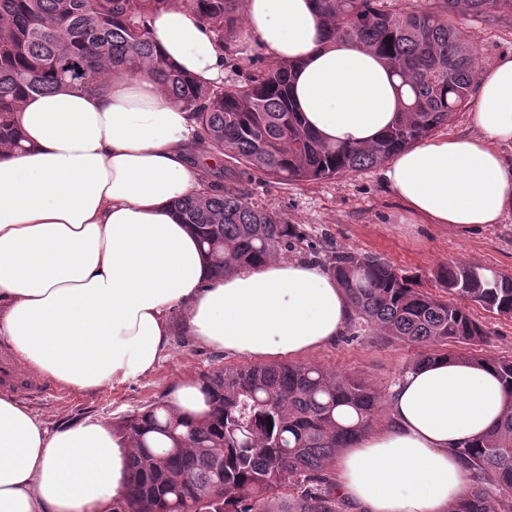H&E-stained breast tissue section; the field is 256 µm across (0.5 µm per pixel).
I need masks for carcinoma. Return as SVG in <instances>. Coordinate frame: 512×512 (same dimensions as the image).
<instances>
[{"mask_svg":"<svg viewBox=\"0 0 512 512\" xmlns=\"http://www.w3.org/2000/svg\"><path fill=\"white\" fill-rule=\"evenodd\" d=\"M330 37L369 48L406 89L398 122L367 145L322 141L293 109L294 64L271 61L248 83L201 86L157 50L147 21L172 0H0V148L19 147L13 114L22 98L63 83L96 87L114 68L146 69L184 104L217 167L211 189L176 204L218 273L273 259L295 235L273 212L224 190V157L284 182L315 181L377 166L448 125L466 107L483 59L455 16L512 13V0H439L434 9H387L381 0H316ZM223 44L242 29V0H180ZM329 272L354 324L448 355L488 362L508 394L500 421L458 450L470 486L450 512H512V358L478 354L489 336L468 305L512 318V276L470 264L437 272L436 296L387 260L338 251ZM211 412L181 423L157 403L121 429L135 440L125 512H345L336 458L387 412L370 384L309 363L217 368L201 377Z\"/></svg>","mask_w":512,"mask_h":512,"instance_id":"carcinoma-1","label":"carcinoma"}]
</instances>
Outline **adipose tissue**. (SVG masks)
<instances>
[{"label": "adipose tissue", "mask_w": 512, "mask_h": 512, "mask_svg": "<svg viewBox=\"0 0 512 512\" xmlns=\"http://www.w3.org/2000/svg\"><path fill=\"white\" fill-rule=\"evenodd\" d=\"M244 51L298 61L291 96L331 144L377 140L398 115L400 80L374 52L330 38L315 0H245ZM149 30L174 67L224 79L226 48L177 4ZM473 136L407 148L382 175L412 216L496 224L512 211V55L482 70ZM22 150H0V338L44 378L96 391L153 373L172 338L254 358L297 357L333 342L351 307L306 261L215 276L175 207L204 189L190 156L191 112L147 73L25 98ZM506 396L485 365L440 358L408 369L387 421L336 460V491L357 512H448L466 485L455 455L501 417ZM177 416L209 412L206 387L170 394ZM134 443L100 419L49 432L0 391V512H119Z\"/></svg>", "instance_id": "adipose-tissue-1"}]
</instances>
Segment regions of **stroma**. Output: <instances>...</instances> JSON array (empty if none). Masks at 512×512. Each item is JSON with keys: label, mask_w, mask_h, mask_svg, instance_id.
<instances>
[{"label": "stroma", "mask_w": 512, "mask_h": 512, "mask_svg": "<svg viewBox=\"0 0 512 512\" xmlns=\"http://www.w3.org/2000/svg\"><path fill=\"white\" fill-rule=\"evenodd\" d=\"M484 63L512 55V14L461 13L457 17ZM224 187L245 191L259 207L276 213L295 230L281 260H310L328 266L331 255L348 250L383 257L427 291L435 274L449 263L463 261L512 275V212L500 223L428 224L409 217L402 202L384 183L381 167L310 182L281 183L224 165ZM472 316L488 331L482 356L512 358V318L471 306ZM426 346L377 336L370 328L346 326L336 341L303 355V362L341 370L365 380L381 394H390L401 375L425 355ZM251 360L199 346L174 336L169 355L148 377L84 392L55 386L50 393L15 388L17 398L44 421L49 430L102 418L110 425L166 401L186 378H200L219 367L250 365Z\"/></svg>", "instance_id": "obj_1"}]
</instances>
